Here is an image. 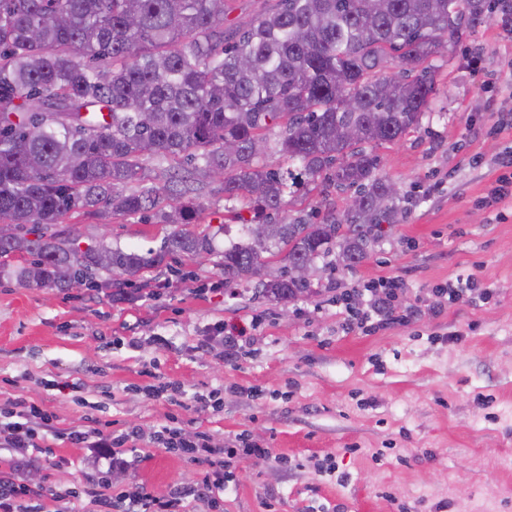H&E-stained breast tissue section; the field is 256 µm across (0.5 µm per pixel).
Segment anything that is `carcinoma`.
I'll return each instance as SVG.
<instances>
[{
	"mask_svg": "<svg viewBox=\"0 0 512 512\" xmlns=\"http://www.w3.org/2000/svg\"><path fill=\"white\" fill-rule=\"evenodd\" d=\"M492 2L277 0L226 27L229 0H0V257L22 260L7 274L96 291L105 270L116 296L131 294L166 256L211 254L214 235L189 230L199 205L169 201L215 172L224 197L270 214L307 181L355 189L341 221L246 225V239L224 248V285L254 280L287 300L310 291L289 262L362 263L399 208L375 147L420 129L436 94L428 60ZM350 95L360 111L346 109ZM350 123L361 140L338 134ZM257 139L266 153L252 151ZM273 154L287 165H267ZM100 210L154 211L180 228L156 251L83 249L64 220ZM281 253L286 265L264 280Z\"/></svg>",
	"mask_w": 512,
	"mask_h": 512,
	"instance_id": "1",
	"label": "carcinoma"
}]
</instances>
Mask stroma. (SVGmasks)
<instances>
[{"mask_svg":"<svg viewBox=\"0 0 512 512\" xmlns=\"http://www.w3.org/2000/svg\"><path fill=\"white\" fill-rule=\"evenodd\" d=\"M438 92L420 130L379 148L401 214L384 225L362 264L314 267L312 290L283 302L223 280L220 254L247 224L266 223L248 198L221 186L194 191L198 229L215 232V255L169 258V286L111 300L74 287L63 293L0 279V391L44 401L61 428L85 416L135 428L132 466L113 491L138 484L155 494L198 478L205 465L148 444L169 416L206 430L226 448L248 440L268 459H234L236 480L214 512H512V201L486 205L512 130L494 133L512 108V34L500 14L450 45L437 62ZM349 192L305 189L287 197L289 217L323 219ZM82 244L159 249L173 230L158 216L106 213L67 220ZM475 275L476 289L444 307L435 290ZM394 277L400 304L419 319L364 334L349 328L338 289ZM260 326L241 355L224 359L215 325ZM76 381L68 396L51 381ZM179 383L183 405L141 394L153 381ZM219 389L221 411L195 404ZM329 458L334 474L318 475ZM67 440L40 453L31 484L94 478Z\"/></svg>","mask_w":512,"mask_h":512,"instance_id":"stroma-1","label":"stroma"}]
</instances>
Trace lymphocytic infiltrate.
Here are the masks:
<instances>
[{
    "label": "lymphocytic infiltrate",
    "mask_w": 512,
    "mask_h": 512,
    "mask_svg": "<svg viewBox=\"0 0 512 512\" xmlns=\"http://www.w3.org/2000/svg\"><path fill=\"white\" fill-rule=\"evenodd\" d=\"M400 282L383 278L368 284L371 294L367 310L353 307L354 292L341 295L351 326L365 328L370 319L379 325L391 322H408V315L398 313L396 300ZM67 437L75 447L86 449L85 463L95 471L125 472L130 463L125 457L126 444L136 442V433H114L98 427L88 429L73 427L61 430L55 417L43 404L24 397L0 400V447L14 452V462L7 473H0V512H35L33 500L48 499L64 504V512H197L200 504L215 503L226 491L232 480L227 469V458L242 456L264 459L269 449L256 443H247L242 449H223L208 432L185 431L178 425H165L155 431L151 443L168 452L207 464V472L199 479L175 486L168 493L154 495L138 487L131 491L113 494L112 484L106 479L73 487L33 488L20 474V467L30 450L50 452L53 440Z\"/></svg>",
    "instance_id": "lymphocytic-infiltrate-1"
}]
</instances>
